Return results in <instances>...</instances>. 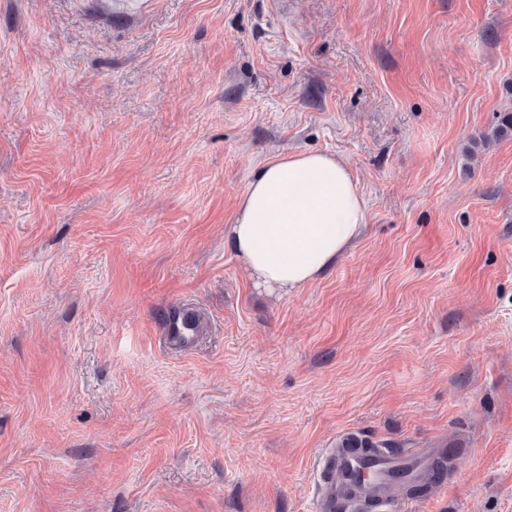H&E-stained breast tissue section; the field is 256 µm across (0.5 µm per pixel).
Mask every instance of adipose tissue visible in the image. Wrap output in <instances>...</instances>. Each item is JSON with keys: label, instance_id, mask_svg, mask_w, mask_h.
I'll return each mask as SVG.
<instances>
[{"label": "adipose tissue", "instance_id": "obj_1", "mask_svg": "<svg viewBox=\"0 0 512 512\" xmlns=\"http://www.w3.org/2000/svg\"><path fill=\"white\" fill-rule=\"evenodd\" d=\"M367 204L342 158L288 153L262 164L227 232L258 285L284 292L316 281L361 235Z\"/></svg>", "mask_w": 512, "mask_h": 512}]
</instances>
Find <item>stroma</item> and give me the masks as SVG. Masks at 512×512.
I'll return each mask as SVG.
<instances>
[{
    "label": "stroma",
    "mask_w": 512,
    "mask_h": 512,
    "mask_svg": "<svg viewBox=\"0 0 512 512\" xmlns=\"http://www.w3.org/2000/svg\"><path fill=\"white\" fill-rule=\"evenodd\" d=\"M114 2L0 0V512H314L347 433L512 512V0ZM301 151L368 219L270 293L224 228ZM200 324V316L194 310L182 308L167 318L165 336H162V339L165 343L178 348L189 346L198 338ZM192 327L196 331H192Z\"/></svg>",
    "instance_id": "1"
}]
</instances>
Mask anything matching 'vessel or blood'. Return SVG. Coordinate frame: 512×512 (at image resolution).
<instances>
[{"mask_svg":"<svg viewBox=\"0 0 512 512\" xmlns=\"http://www.w3.org/2000/svg\"><path fill=\"white\" fill-rule=\"evenodd\" d=\"M199 315L191 309L172 313L165 323V343L179 348L197 338ZM396 453L366 454L358 448H325L319 454L315 512H395L389 471L399 465Z\"/></svg>","mask_w":512,"mask_h":512,"instance_id":"1","label":"vessel or blood"}]
</instances>
